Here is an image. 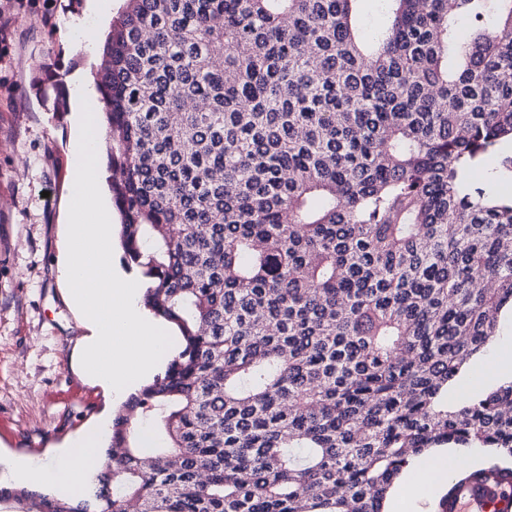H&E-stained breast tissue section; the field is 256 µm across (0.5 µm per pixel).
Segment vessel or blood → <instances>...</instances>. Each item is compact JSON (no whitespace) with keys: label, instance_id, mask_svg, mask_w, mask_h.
<instances>
[{"label":"vessel or blood","instance_id":"vessel-or-blood-1","mask_svg":"<svg viewBox=\"0 0 512 512\" xmlns=\"http://www.w3.org/2000/svg\"><path fill=\"white\" fill-rule=\"evenodd\" d=\"M445 512H512V477L492 475L457 485Z\"/></svg>","mask_w":512,"mask_h":512}]
</instances>
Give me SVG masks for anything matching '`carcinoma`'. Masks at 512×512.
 I'll return each instance as SVG.
<instances>
[{"label": "carcinoma", "instance_id": "cac0c4a2", "mask_svg": "<svg viewBox=\"0 0 512 512\" xmlns=\"http://www.w3.org/2000/svg\"><path fill=\"white\" fill-rule=\"evenodd\" d=\"M96 73L145 306L179 345L72 498L0 512H386L430 448L512 474V382L448 388L512 302V0H125Z\"/></svg>", "mask_w": 512, "mask_h": 512}]
</instances>
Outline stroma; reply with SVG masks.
I'll use <instances>...</instances> for the list:
<instances>
[{"label": "stroma", "instance_id": "1", "mask_svg": "<svg viewBox=\"0 0 512 512\" xmlns=\"http://www.w3.org/2000/svg\"><path fill=\"white\" fill-rule=\"evenodd\" d=\"M29 0L0 45V483L13 457L57 471L86 427L113 415L118 400L82 374L86 334L58 267L74 181L70 163L73 102L93 89L95 65L124 0ZM512 310L503 309L492 341L465 366L452 404L512 381ZM78 386L88 403L68 401Z\"/></svg>", "mask_w": 512, "mask_h": 512}]
</instances>
